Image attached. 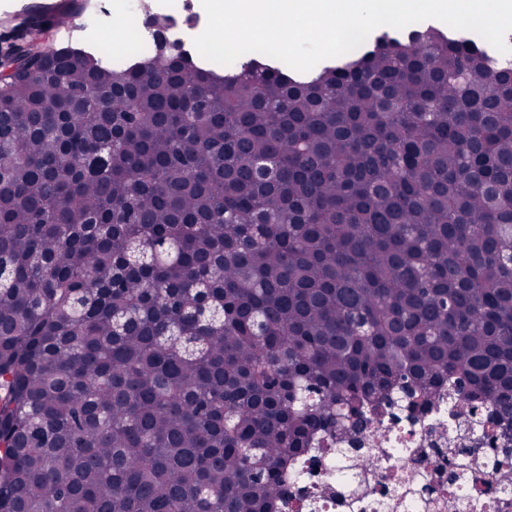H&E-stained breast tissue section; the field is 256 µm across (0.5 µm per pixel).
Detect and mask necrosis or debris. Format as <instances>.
Here are the masks:
<instances>
[{"label": "necrosis or debris", "mask_w": 512, "mask_h": 512, "mask_svg": "<svg viewBox=\"0 0 512 512\" xmlns=\"http://www.w3.org/2000/svg\"><path fill=\"white\" fill-rule=\"evenodd\" d=\"M152 17L165 22L171 40L185 45L193 43L207 25L201 0H143L139 5L134 0H102L86 27L92 32L108 29L126 40V48L112 54L113 61L120 62L131 53L147 56L153 52L156 31L148 24ZM447 439V432L423 425L375 424L366 435L369 464L358 476L361 502L381 500L386 504L384 512H408L406 495L396 492L403 485L420 491L419 512H448L449 502L462 498V491L444 484L439 456H432L427 464L421 461L426 448Z\"/></svg>", "instance_id": "4bbe7bcc"}]
</instances>
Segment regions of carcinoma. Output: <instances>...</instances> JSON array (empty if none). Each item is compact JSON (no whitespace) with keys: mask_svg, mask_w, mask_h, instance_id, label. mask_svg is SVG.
I'll return each mask as SVG.
<instances>
[{"mask_svg":"<svg viewBox=\"0 0 512 512\" xmlns=\"http://www.w3.org/2000/svg\"><path fill=\"white\" fill-rule=\"evenodd\" d=\"M0 84V512H280L327 444L353 497L374 421L444 401L448 483L512 492V56Z\"/></svg>","mask_w":512,"mask_h":512,"instance_id":"1","label":"carcinoma"}]
</instances>
